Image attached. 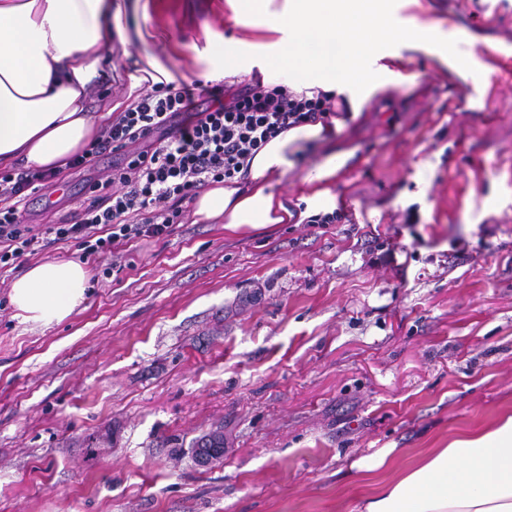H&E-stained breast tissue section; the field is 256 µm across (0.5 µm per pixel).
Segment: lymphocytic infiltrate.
I'll use <instances>...</instances> for the list:
<instances>
[{"instance_id": "f902f5d3", "label": "lymphocytic infiltrate", "mask_w": 512, "mask_h": 512, "mask_svg": "<svg viewBox=\"0 0 512 512\" xmlns=\"http://www.w3.org/2000/svg\"><path fill=\"white\" fill-rule=\"evenodd\" d=\"M335 113L332 97L298 95L284 85L229 87L211 94L202 109L187 85L155 86L70 160L77 171L107 152L121 157L111 171L88 182L79 221H28V197L54 187L57 173L33 167L0 172V271L59 243L102 263L132 240L171 234L182 221L183 202L199 188L234 180L270 138Z\"/></svg>"}]
</instances>
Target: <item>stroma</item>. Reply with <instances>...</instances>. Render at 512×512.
I'll use <instances>...</instances> for the list:
<instances>
[{
    "instance_id": "obj_1",
    "label": "stroma",
    "mask_w": 512,
    "mask_h": 512,
    "mask_svg": "<svg viewBox=\"0 0 512 512\" xmlns=\"http://www.w3.org/2000/svg\"><path fill=\"white\" fill-rule=\"evenodd\" d=\"M393 17L448 42L402 54L412 82L344 112L300 144L288 205L332 150L354 157L330 186L333 224L252 235L184 216L174 232L120 249L60 324H23L0 273V512H353L358 466L383 449L395 468L512 416V0H394ZM115 101L150 54L198 84L225 0H118ZM62 173L29 197L30 223L76 221L86 184ZM224 431L221 460L193 445Z\"/></svg>"
}]
</instances>
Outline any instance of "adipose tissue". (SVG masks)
<instances>
[{
	"label": "adipose tissue",
	"mask_w": 512,
	"mask_h": 512,
	"mask_svg": "<svg viewBox=\"0 0 512 512\" xmlns=\"http://www.w3.org/2000/svg\"><path fill=\"white\" fill-rule=\"evenodd\" d=\"M226 2L235 25L264 31V40L252 45L264 67L289 72L300 92L349 93L355 112L401 83V69L389 64L387 40L448 54L436 28L402 26L385 13L371 18L369 0ZM115 5L116 0H0V169L18 159L64 169L98 135L108 115L90 109L87 93L94 80L111 76L115 47L129 42L113 23ZM257 14L262 23H254ZM365 55L377 56L378 66L361 65ZM242 70L240 46L213 35L206 78L225 80ZM324 131L322 123H307L272 138L233 183L200 189L192 201L194 216L245 233L333 211L336 197L326 184L349 152H330L306 176L311 189L304 209L288 207L276 190L294 166L296 144ZM87 298L85 268L64 259L31 265L10 292L21 322L42 326L68 319ZM357 512H512V416L490 432L433 449L411 469L377 484Z\"/></svg>",
	"instance_id": "obj_1"
}]
</instances>
